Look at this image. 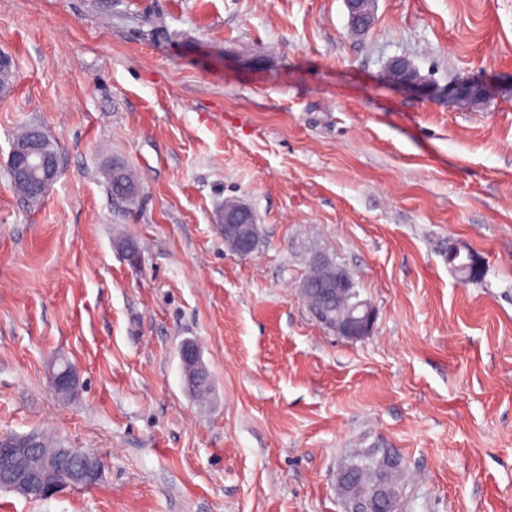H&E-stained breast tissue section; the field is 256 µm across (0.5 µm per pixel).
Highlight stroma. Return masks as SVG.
Returning a JSON list of instances; mask_svg holds the SVG:
<instances>
[{"instance_id":"35a3bbf8","label":"stroma","mask_w":512,"mask_h":512,"mask_svg":"<svg viewBox=\"0 0 512 512\" xmlns=\"http://www.w3.org/2000/svg\"><path fill=\"white\" fill-rule=\"evenodd\" d=\"M0 53V436L102 470L0 512H344L336 472L376 444L406 461L400 512H512V0H376L362 34L345 0H0ZM397 56L423 88L387 81ZM461 80L479 105L449 100ZM32 123L61 166L35 202L6 168ZM228 198L261 227L250 256ZM317 256L369 336L309 310ZM220 223L224 224V234L228 235L226 239L231 242V250L234 253L247 257L257 250L261 230L246 203L237 199H226ZM336 272L332 274V276L328 279L327 286L323 288H319L317 293L321 295L327 302L333 298V289L332 286L336 287V294L341 293L343 289L354 288L356 290V285L352 278L346 275V272L343 268L335 265ZM376 317L373 306L355 294L351 296L345 314L336 322V325L331 326V329L338 336L357 341L372 333ZM179 357L186 386L192 391L195 390L197 394L206 392L208 385L204 383H208V374L197 346L192 341H183L179 349ZM198 385L200 386L197 387ZM74 383H77V375L69 363L63 362L62 366H56L51 375L52 388L56 393L66 395Z\"/></svg>"}]
</instances>
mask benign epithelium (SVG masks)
<instances>
[{
  "instance_id": "7a95c632",
  "label": "benign epithelium",
  "mask_w": 512,
  "mask_h": 512,
  "mask_svg": "<svg viewBox=\"0 0 512 512\" xmlns=\"http://www.w3.org/2000/svg\"><path fill=\"white\" fill-rule=\"evenodd\" d=\"M351 10V22L361 30L369 26L373 14L360 11L362 0H346ZM42 131L34 128L28 139L13 141L9 154V173L18 181H25L32 187V195H43L60 175V157L43 149ZM112 191L120 201L129 203L138 193L135 185L125 183L119 175H113ZM220 223L224 224V234L228 235L231 250L239 256L247 257L254 253L260 243L261 230L253 218L251 208L241 200L224 201V212ZM355 287L352 278L341 267L328 279L327 286L317 290L325 300L333 298V292ZM376 312L373 306L358 295L350 298L345 314L332 326L337 335L357 341L373 331ZM183 378L190 390L208 382L207 370L201 360L197 346L191 341L182 342L179 349ZM77 382L74 368L63 363L56 366L51 375L53 390L61 395L69 392ZM101 477L98 459L79 448H58L51 457L42 454L37 436L0 437V489L13 491L26 498H48L61 488L83 487L95 484ZM349 472L336 473V488L341 496L345 512H397L399 502L390 498L385 489L380 488L370 497L371 508H363L361 502L344 493Z\"/></svg>"
}]
</instances>
